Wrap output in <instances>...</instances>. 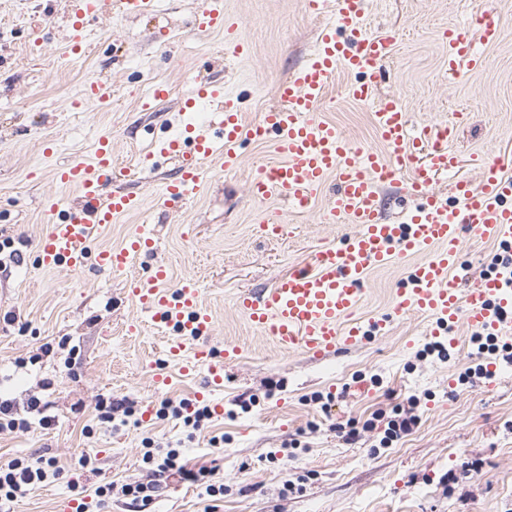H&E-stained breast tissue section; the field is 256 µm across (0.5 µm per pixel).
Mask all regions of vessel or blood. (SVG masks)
Instances as JSON below:
<instances>
[{
    "mask_svg": "<svg viewBox=\"0 0 512 512\" xmlns=\"http://www.w3.org/2000/svg\"><path fill=\"white\" fill-rule=\"evenodd\" d=\"M155 5L156 0H68L70 38L79 41L81 21L87 15L138 17L152 12ZM308 5L327 21L308 59L279 85L278 105L263 112L256 125H246L238 100L223 96L210 83L200 84L197 99L185 102L187 112L201 99L220 97L224 106L214 112L211 132L193 137L190 149H183L178 137L162 142L159 152L181 157L175 176L164 188L166 200L180 202L195 195L211 162L235 170L242 160L241 145L257 138H273L283 160L259 171L253 182L254 197L280 194L304 208L327 181H334L323 219L329 224L355 225V232L342 245L318 248L308 267L288 272L273 287L242 292L236 298L246 321L282 352L331 357L370 344L386 331L392 317L410 313L427 316L435 336L450 334L461 322L477 331L503 335L505 321L512 317V290L494 275L484 276L472 287H461L458 243L468 227L478 238L512 247V177L497 164L484 161L479 185L460 179L453 185L452 199L436 196L433 187L438 178L459 165L458 154L448 146L450 128L430 124L413 129L399 99L375 97L394 37L368 28L365 0H308ZM195 26L224 31L225 56L238 58L248 50L221 0H205ZM499 32V13L494 9L450 29L444 46L449 79L481 66V47L494 43ZM340 68L355 76L344 89L345 99L377 101L374 125L383 149H361L335 124L318 117L316 109ZM115 173L112 144L105 136L99 138L91 161L77 160L58 169L57 181L73 188L77 199L65 207L49 203L53 221L37 246L42 269L77 272L91 264L116 272L128 269L135 259L157 253L156 239L145 231L136 232L118 248H93L97 233L107 224L142 206L137 194L103 193ZM399 181L414 205L399 223L390 224L382 215L379 189ZM398 252L418 255L419 260L396 288L391 314L361 315L369 270L387 265ZM168 282L167 266L155 262L148 275L134 281L130 296L144 316L163 325L169 359L187 372L206 367L208 389L222 387L224 367L241 357V349L232 344L220 351L209 346L213 317L201 303L195 279H184L173 288ZM191 342L197 345L192 352L187 349Z\"/></svg>",
    "mask_w": 512,
    "mask_h": 512,
    "instance_id": "vessel-or-blood-1",
    "label": "vessel or blood"
}]
</instances>
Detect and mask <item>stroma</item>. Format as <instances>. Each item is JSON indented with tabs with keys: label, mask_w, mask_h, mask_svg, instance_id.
<instances>
[{
	"label": "stroma",
	"mask_w": 512,
	"mask_h": 512,
	"mask_svg": "<svg viewBox=\"0 0 512 512\" xmlns=\"http://www.w3.org/2000/svg\"><path fill=\"white\" fill-rule=\"evenodd\" d=\"M500 11V37L487 47L484 65L458 81L448 79L442 43L449 29L466 22L485 2ZM200 0H158L148 16L92 14L82 21L81 49L67 39L66 0H0V240L11 239L20 261L0 263V397L47 403L50 428L0 432V463L32 454L51 458L63 473L20 495L12 512H69L82 499L84 512H140L122 496L123 484L146 482V446L176 448L189 464H216L214 484L172 480L150 512H512V368L496 367L491 379L467 385L459 376L472 364L467 325H458L449 360L425 353L430 326L415 314L394 318L370 345L316 361L301 352L282 353L252 328L235 305L239 291L271 287L325 244H339L354 227L325 224L328 196L297 210L278 195L258 200L251 185L259 167L280 162L272 140L242 149L230 174L213 167L198 194L165 204L162 187L177 163L160 158L152 171L128 172L138 155L152 150L165 131L183 128L178 106L199 79L246 97L247 123L277 105V88L311 54L322 16L307 0H224L243 23L249 52L224 55V34L194 29ZM372 32L392 34L378 97L399 98L412 124L452 123L449 142L462 164L459 178L478 182L472 162L481 156L512 174V0H368ZM92 79L112 88L108 102L83 97ZM352 77L337 73L321 118L334 123L364 149H382L374 103L345 100ZM166 98L155 100L154 85ZM150 109H143V102ZM112 140L121 171L115 191L133 192L143 208L117 218L97 236L95 247L117 248L138 226L149 225L159 243L158 260L171 283L196 279L201 301L214 318L209 343L239 346L243 355L224 367V387L205 395L222 405L207 428L188 436L182 420L157 418L163 400L193 399L206 369L186 373L164 354L166 338L152 324L136 335L128 323L139 309L130 298L140 260L122 273L86 268L78 274L47 271L36 261L39 239L52 216L46 199L68 204L71 190L56 169L92 160L99 137ZM292 231L277 236L261 229L266 212ZM415 258L395 254L371 269L361 313H389L396 288ZM168 386L153 385L155 373ZM331 396L328 409L314 394ZM417 395L421 419L412 434L381 447L383 426L343 443L334 428L366 420L389 402ZM132 402L139 423L120 428L99 422L95 406L106 398ZM249 401V412L233 411ZM296 441L293 453L285 442ZM98 460L97 472L81 469V456ZM480 467L463 481H450L465 462ZM110 483L108 504L95 490Z\"/></svg>",
	"instance_id": "stroma-1"
}]
</instances>
